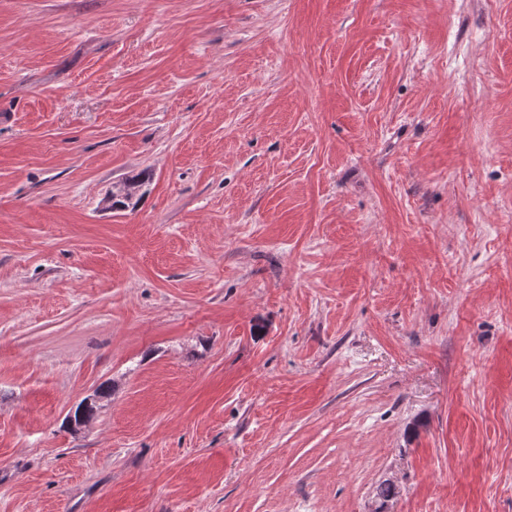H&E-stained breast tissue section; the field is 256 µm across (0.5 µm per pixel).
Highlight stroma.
<instances>
[{
    "label": "stroma",
    "mask_w": 512,
    "mask_h": 512,
    "mask_svg": "<svg viewBox=\"0 0 512 512\" xmlns=\"http://www.w3.org/2000/svg\"><path fill=\"white\" fill-rule=\"evenodd\" d=\"M0 512H512V0H0Z\"/></svg>",
    "instance_id": "stroma-1"
}]
</instances>
